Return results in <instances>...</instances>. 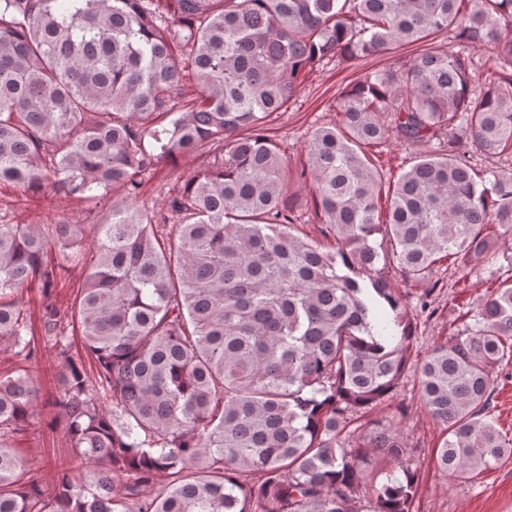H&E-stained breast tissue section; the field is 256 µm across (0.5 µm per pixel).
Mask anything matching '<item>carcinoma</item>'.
Instances as JSON below:
<instances>
[{"mask_svg":"<svg viewBox=\"0 0 512 512\" xmlns=\"http://www.w3.org/2000/svg\"><path fill=\"white\" fill-rule=\"evenodd\" d=\"M443 30L460 50L366 73L339 94L341 124L312 131L299 177L323 240L298 234L268 118L315 68ZM481 49L495 68L477 89ZM393 140L438 146L387 182L371 148ZM205 143L223 154L169 201L165 232L136 205L143 176ZM475 154L512 155V0H0V185L124 193L90 243L82 224L0 223V342L18 364L0 376V512H413L420 475L375 415L415 331L388 264L420 287L441 260L476 268L512 235V173L476 171ZM76 260V305L45 304L36 337L19 295L49 294ZM471 313L416 372L452 480L512 455L487 415L512 357V282ZM76 319L94 375L72 354ZM42 348L90 470H62L50 493L22 481L10 444L34 425Z\"/></svg>","mask_w":512,"mask_h":512,"instance_id":"cac0c4a2","label":"carcinoma"}]
</instances>
